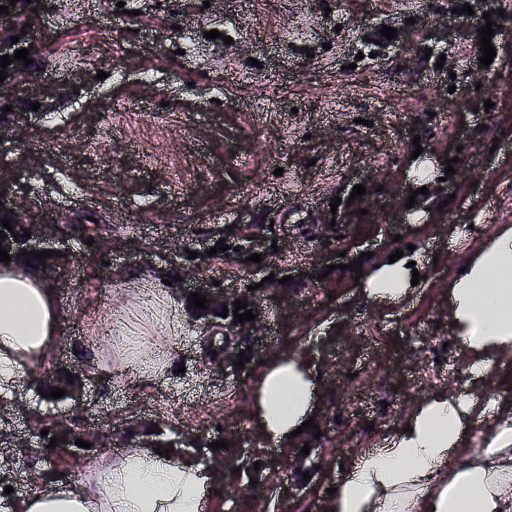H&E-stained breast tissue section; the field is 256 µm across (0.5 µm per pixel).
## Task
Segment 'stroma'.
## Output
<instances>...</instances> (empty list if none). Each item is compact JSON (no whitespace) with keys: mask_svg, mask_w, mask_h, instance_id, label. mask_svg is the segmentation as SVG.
<instances>
[{"mask_svg":"<svg viewBox=\"0 0 512 512\" xmlns=\"http://www.w3.org/2000/svg\"><path fill=\"white\" fill-rule=\"evenodd\" d=\"M117 2L48 0L28 31L33 77L57 93L53 111L0 89V103L28 121L22 134L0 119V183L36 203L42 221L112 227L94 252L66 242L72 263L53 284L65 307L60 341L0 396V431L28 441L0 447L18 460L16 472L0 471V500L8 486L20 496L58 475L81 481L156 427L166 443L204 432L208 447L187 454L202 465L215 455L211 442L237 436L212 512H324L341 467L382 447L449 378L470 377L450 334L448 285L512 229V0ZM488 23L496 56L484 67ZM385 26L396 38L380 40ZM213 29L218 39L207 38ZM357 184L366 193L355 199ZM335 197L353 213L329 238L317 222ZM219 230L223 262L187 276L186 252L206 253ZM247 230L261 236L262 260L241 269L233 260ZM410 244L424 254L425 277L401 307L365 300L354 271L340 267L358 258L367 270ZM292 253L329 275L314 285L272 280ZM167 279L185 321L177 338L161 326L166 305L148 295ZM213 280L267 303L266 336L238 383L202 372L199 341L211 330L189 295ZM106 319L110 338L100 342ZM321 326L313 419L329 403L335 419L323 433L303 432L329 452L306 477L300 453L265 449L248 408L260 361ZM126 339L171 358V368L116 372ZM58 369L79 383L81 402L43 394ZM57 420L109 432L112 445L47 447L36 429ZM246 455L268 463L258 480L238 469Z\"/></svg>","mask_w":512,"mask_h":512,"instance_id":"obj_1","label":"stroma"}]
</instances>
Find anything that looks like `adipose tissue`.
<instances>
[{"label":"adipose tissue","mask_w":512,"mask_h":512,"mask_svg":"<svg viewBox=\"0 0 512 512\" xmlns=\"http://www.w3.org/2000/svg\"><path fill=\"white\" fill-rule=\"evenodd\" d=\"M404 260L381 262L361 282L375 302L399 304L411 293ZM448 315L472 375L492 374L512 356V231L449 282ZM64 319L53 288L34 270L0 266V391L16 390L43 366ZM317 368L294 348L261 367L249 417L267 446L288 445L314 414ZM485 421V448L456 466L458 443ZM215 478L204 466L166 459L140 445L98 459L87 480L64 478L34 488L17 512H208ZM331 512H512V417L499 400L470 390L438 391L422 400L385 447L370 448L336 482Z\"/></svg>","instance_id":"adipose-tissue-1"}]
</instances>
